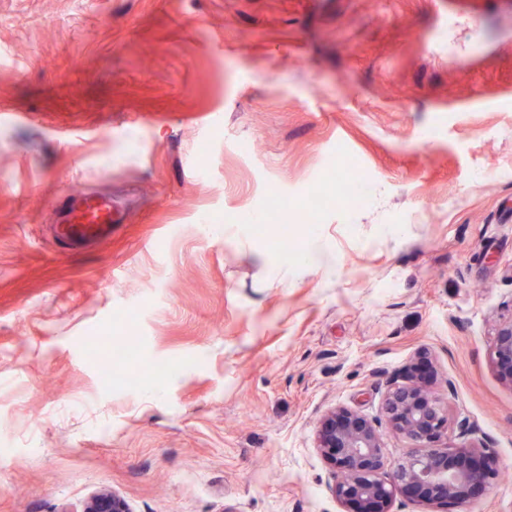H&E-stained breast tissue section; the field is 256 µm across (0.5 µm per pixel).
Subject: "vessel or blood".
Wrapping results in <instances>:
<instances>
[{
	"mask_svg": "<svg viewBox=\"0 0 512 512\" xmlns=\"http://www.w3.org/2000/svg\"><path fill=\"white\" fill-rule=\"evenodd\" d=\"M59 220L56 235L70 245L107 236L122 216L110 199L80 189L62 193L57 200Z\"/></svg>",
	"mask_w": 512,
	"mask_h": 512,
	"instance_id": "b4317fda",
	"label": "vessel or blood"
}]
</instances>
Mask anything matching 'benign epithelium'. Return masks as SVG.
Returning <instances> with one entry per match:
<instances>
[{"label": "benign epithelium", "instance_id": "1", "mask_svg": "<svg viewBox=\"0 0 512 512\" xmlns=\"http://www.w3.org/2000/svg\"><path fill=\"white\" fill-rule=\"evenodd\" d=\"M493 354L501 378L512 386V321L498 329ZM381 415L393 431L415 443L391 472L386 468L376 425L357 411H330L317 433V448L338 473L332 492L337 501L353 506L351 512H392L399 494L428 505H446L498 477L494 457L479 446L454 449L460 461L448 464L449 448L441 446L447 417L429 382L412 378L391 386L383 399ZM82 512L130 509L123 498L102 489L86 500Z\"/></svg>", "mask_w": 512, "mask_h": 512}]
</instances>
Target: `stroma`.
I'll return each instance as SVG.
<instances>
[{"instance_id":"obj_1","label":"stroma","mask_w":512,"mask_h":512,"mask_svg":"<svg viewBox=\"0 0 512 512\" xmlns=\"http://www.w3.org/2000/svg\"><path fill=\"white\" fill-rule=\"evenodd\" d=\"M341 157L368 194L309 214ZM70 186L126 221L55 241ZM273 191L286 262L241 221ZM510 320L512 0H0V512H344L320 422L376 421L396 466L410 375L500 467L439 512H512ZM125 337L169 372L104 383ZM493 354L501 378L512 386V320L498 329ZM82 512H130V509L123 498L101 489L86 500Z\"/></svg>"}]
</instances>
